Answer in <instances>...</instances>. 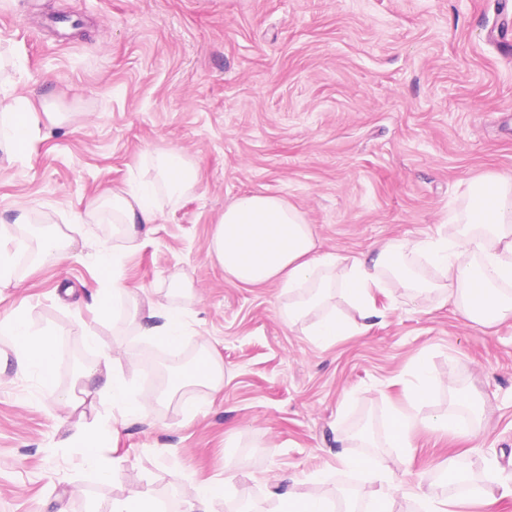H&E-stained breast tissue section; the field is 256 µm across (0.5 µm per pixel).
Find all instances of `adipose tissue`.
<instances>
[{"mask_svg":"<svg viewBox=\"0 0 512 512\" xmlns=\"http://www.w3.org/2000/svg\"><path fill=\"white\" fill-rule=\"evenodd\" d=\"M38 124L32 98L0 88V149L14 156L24 155ZM153 168L154 178L112 193V221L123 225L132 240L137 239L141 228L158 222L159 193L177 201L198 184L197 168L180 150L156 155ZM451 221L459 226L451 236L375 243L367 255L346 262L331 254L315 255L312 226L284 198L244 195L225 207L212 233L208 256L236 285L248 288L274 284L287 291L289 302L282 319L292 326L308 314H316L310 334L316 343L325 346L348 333L345 323L329 310L331 293H338L362 317H373L375 293L386 283L406 291L432 290L434 282L420 279L413 271L417 261L431 266L437 280L447 283L446 299L463 315L485 326L512 316V180L490 177L470 184L463 214L452 216ZM122 295L133 303L140 335L170 348L179 344L186 325L183 308L154 294L132 291L116 279L98 289V312L106 315L114 311ZM0 332L14 338L18 373L51 379L56 345L50 332L33 331L20 311L0 320ZM434 383L428 364L418 363L408 405L392 407L386 421V436L394 447H411L419 431L432 428L477 437L475 419L429 420L416 413V404L428 399ZM173 386L219 393L224 388V363L213 350H203L174 378ZM99 393L123 418H138L146 410L145 402L133 396L128 381L118 373L107 372ZM77 438L83 466L100 481L113 480L119 460L111 452V432L86 423ZM270 500L272 512H333L325 498L300 491L299 481L293 477L283 479Z\"/></svg>","mask_w":512,"mask_h":512,"instance_id":"obj_1","label":"adipose tissue"}]
</instances>
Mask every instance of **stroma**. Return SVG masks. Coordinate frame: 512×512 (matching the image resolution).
<instances>
[{
  "mask_svg": "<svg viewBox=\"0 0 512 512\" xmlns=\"http://www.w3.org/2000/svg\"><path fill=\"white\" fill-rule=\"evenodd\" d=\"M502 0H0V80L33 96L61 124L40 120L26 155L0 157V221L13 234L58 233L72 257L0 288V317L22 310L57 348L53 382L16 373L12 339L0 334V512H97L146 486L166 512H180L200 483L224 484L217 512L238 502L266 512L284 477L319 475L317 490L359 501L390 468L394 512H419L407 491L451 496L444 464L469 476L456 512L476 501L491 466L512 472V319L470 322L443 292L377 294L367 331L342 300L351 328L320 346L310 322L281 312L275 286L228 282L208 257L226 205L273 194L312 224L317 253L352 258L376 242L446 236L469 183L512 177V52L496 41ZM180 149L198 169L194 192L160 198L161 219L129 248L112 222V192L148 175L149 155ZM26 223H15L18 205ZM117 257L132 289L186 284L182 348L205 347L224 362L219 394L191 390L198 410L161 398L121 424L114 481L80 461L76 422L111 426L110 402L95 395L82 419L58 402L79 370L103 365L149 394L142 359L156 356L160 381L181 368L176 351L142 337L127 301L102 315L94 250ZM97 345L81 339L83 328ZM439 375L421 416L479 414L475 442L436 431L410 449L390 447L389 405L406 404L414 367ZM364 454L369 470L340 468Z\"/></svg>",
  "mask_w": 512,
  "mask_h": 512,
  "instance_id": "35a3bbf8",
  "label": "stroma"
}]
</instances>
